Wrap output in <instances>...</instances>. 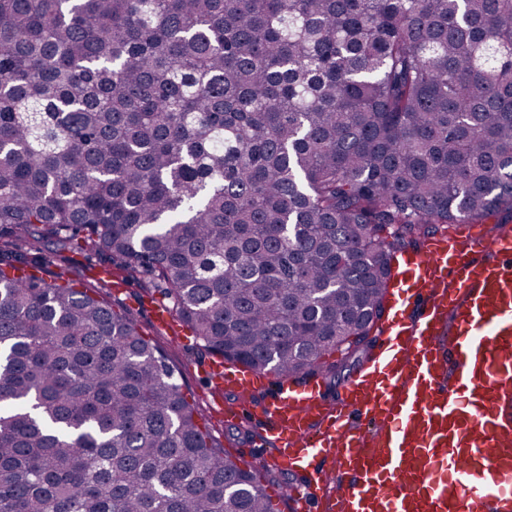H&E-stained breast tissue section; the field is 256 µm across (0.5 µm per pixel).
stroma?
Masks as SVG:
<instances>
[{"label": "stroma", "instance_id": "35a3bbf8", "mask_svg": "<svg viewBox=\"0 0 512 512\" xmlns=\"http://www.w3.org/2000/svg\"><path fill=\"white\" fill-rule=\"evenodd\" d=\"M39 273L47 279L56 276L102 287L107 300L123 308L163 353L178 382L191 394L203 423L212 436L238 458L240 465H247L251 457L266 453L259 423L241 425L217 412L221 406L237 408L246 403L258 404L264 397L263 392L242 394L227 389L221 395L213 394L205 378L210 356L201 341L178 318H171L165 326L155 320V308L169 305L163 296L162 283L114 268L105 256H90L79 250L63 252L52 264L40 268Z\"/></svg>", "mask_w": 512, "mask_h": 512}]
</instances>
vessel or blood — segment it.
I'll return each instance as SVG.
<instances>
[{
	"mask_svg": "<svg viewBox=\"0 0 512 512\" xmlns=\"http://www.w3.org/2000/svg\"><path fill=\"white\" fill-rule=\"evenodd\" d=\"M371 365L329 399L229 362L209 383L267 390L233 411L302 474L294 512H512V229L469 224L400 255Z\"/></svg>",
	"mask_w": 512,
	"mask_h": 512,
	"instance_id": "1",
	"label": "vessel or blood"
}]
</instances>
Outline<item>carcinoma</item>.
Instances as JSON below:
<instances>
[{"instance_id": "1", "label": "carcinoma", "mask_w": 512, "mask_h": 512, "mask_svg": "<svg viewBox=\"0 0 512 512\" xmlns=\"http://www.w3.org/2000/svg\"><path fill=\"white\" fill-rule=\"evenodd\" d=\"M503 210L512 0H0V512H278L134 322L26 253L106 255L212 356L338 378L397 254Z\"/></svg>"}]
</instances>
